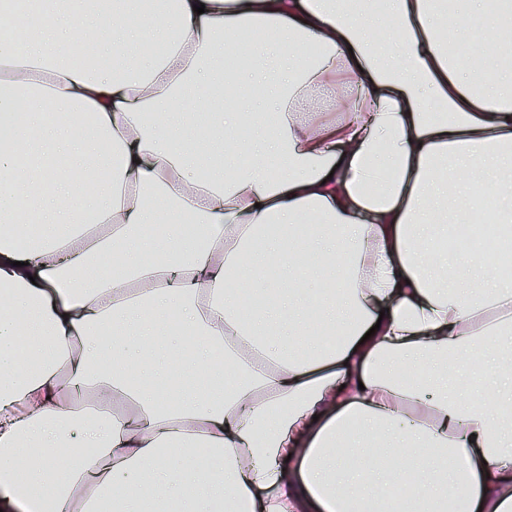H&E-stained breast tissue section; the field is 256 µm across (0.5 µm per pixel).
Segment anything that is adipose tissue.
I'll list each match as a JSON object with an SVG mask.
<instances>
[{"instance_id":"obj_1","label":"adipose tissue","mask_w":512,"mask_h":512,"mask_svg":"<svg viewBox=\"0 0 512 512\" xmlns=\"http://www.w3.org/2000/svg\"><path fill=\"white\" fill-rule=\"evenodd\" d=\"M36 2L0 40V512H512V248H434L458 195L512 223V0L484 48L471 0ZM245 29L267 116L151 121L221 101Z\"/></svg>"}]
</instances>
